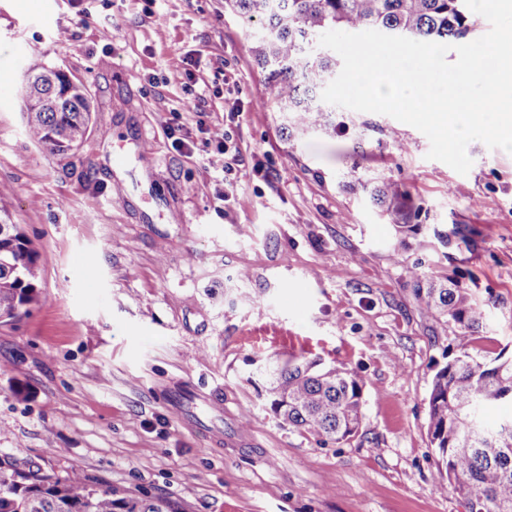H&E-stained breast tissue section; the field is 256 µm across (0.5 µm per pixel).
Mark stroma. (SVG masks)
I'll return each instance as SVG.
<instances>
[{"instance_id": "1", "label": "stroma", "mask_w": 512, "mask_h": 512, "mask_svg": "<svg viewBox=\"0 0 512 512\" xmlns=\"http://www.w3.org/2000/svg\"><path fill=\"white\" fill-rule=\"evenodd\" d=\"M33 59L92 102L74 154L24 132ZM1 74L0 205L40 254L38 304L0 319L1 465L179 512H467L436 490L428 435L459 327L416 286L447 276L489 302L478 347L512 357V154L471 142L462 175L416 128L343 107L336 132L284 137L224 0H0ZM215 127L228 173L207 167ZM370 177L402 184L422 235L399 241L355 186ZM288 359L358 372L354 437L271 411L260 369Z\"/></svg>"}]
</instances>
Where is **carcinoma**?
<instances>
[{
  "mask_svg": "<svg viewBox=\"0 0 512 512\" xmlns=\"http://www.w3.org/2000/svg\"><path fill=\"white\" fill-rule=\"evenodd\" d=\"M224 8L259 27L251 51L265 73L269 104L281 129L294 133L336 130V110L320 102L317 86L336 77V60L319 49L330 28L378 29L388 35L436 42L461 40L472 23L464 0H224ZM33 85L53 88L55 107L24 104L27 136L58 155L77 150L93 118L84 88L67 75L34 62ZM372 201L395 221L396 232L414 234L405 193L383 178L360 183ZM39 253L16 224L0 223V319H16L38 302L35 281ZM426 308L460 327L458 354L440 367L429 395V435L436 460L435 487L454 483L468 512H512V418L495 425L483 419L486 407L512 402V359H487L475 352V334L486 329L489 306L458 283L429 280L418 289ZM271 408L310 434L345 441L363 418V382L341 366L285 361L270 370ZM0 512H178L165 497L120 496L74 470L64 477L0 467Z\"/></svg>",
  "mask_w": 512,
  "mask_h": 512,
  "instance_id": "cac0c4a2",
  "label": "carcinoma"
}]
</instances>
